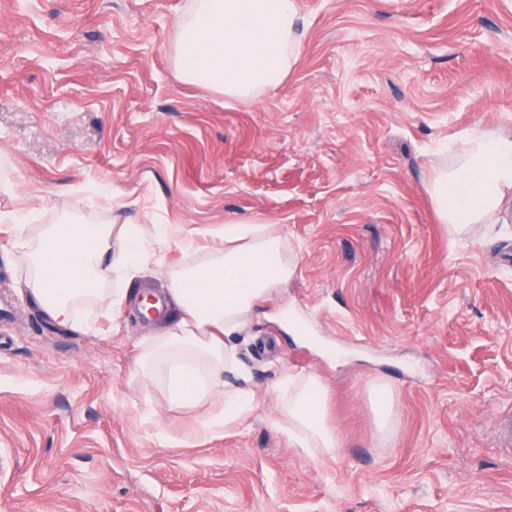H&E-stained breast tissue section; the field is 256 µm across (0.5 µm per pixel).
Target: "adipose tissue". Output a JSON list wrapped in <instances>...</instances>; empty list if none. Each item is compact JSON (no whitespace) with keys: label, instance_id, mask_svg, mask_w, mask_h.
I'll return each instance as SVG.
<instances>
[{"label":"adipose tissue","instance_id":"ef3b65f1","mask_svg":"<svg viewBox=\"0 0 512 512\" xmlns=\"http://www.w3.org/2000/svg\"><path fill=\"white\" fill-rule=\"evenodd\" d=\"M299 20L297 0H194L172 46L177 75L237 100L275 90L299 59ZM459 141L456 159L437 170L430 193L440 222L463 226L496 211L505 189L512 188V136L472 129L460 133ZM0 223L14 227L24 248L28 292L62 324L78 319L82 302L111 311L143 259V233L125 227L51 224L33 238L25 214L0 212ZM217 235L223 248L165 270L166 312L135 362L136 376L163 378L173 408L219 403L220 411L202 423L206 430L222 427L245 398L224 381L225 374L238 371L233 335L296 268L283 236L267 225L232 223ZM114 277L120 288L105 290L104 282ZM325 396L318 375L294 383L282 415L296 447L324 453L338 448L321 411Z\"/></svg>","mask_w":512,"mask_h":512}]
</instances>
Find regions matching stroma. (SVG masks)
Segmentation results:
<instances>
[{
  "instance_id": "35a3bbf8",
  "label": "stroma",
  "mask_w": 512,
  "mask_h": 512,
  "mask_svg": "<svg viewBox=\"0 0 512 512\" xmlns=\"http://www.w3.org/2000/svg\"><path fill=\"white\" fill-rule=\"evenodd\" d=\"M302 56L251 101L181 80L192 0H0V211L163 224L118 314L56 323L0 224V512H512V191L440 223L441 149L512 135V0H297ZM265 224L297 270L241 334L245 412L137 378L180 243ZM320 376L340 446L295 447L284 379ZM395 409L375 423L376 388Z\"/></svg>"
}]
</instances>
